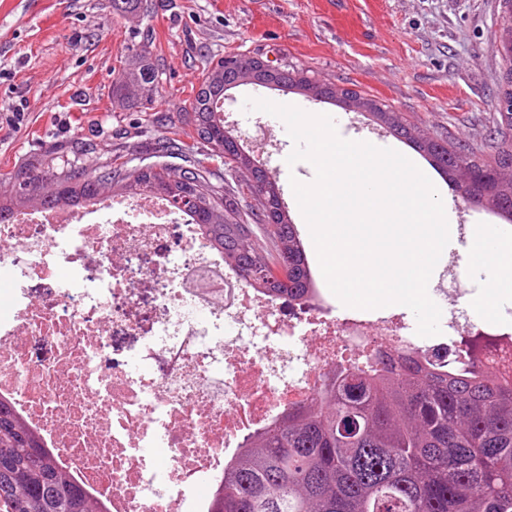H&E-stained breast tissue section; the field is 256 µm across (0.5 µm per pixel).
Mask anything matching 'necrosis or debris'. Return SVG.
I'll return each instance as SVG.
<instances>
[{"label": "necrosis or debris", "instance_id": "4bbe7bcc", "mask_svg": "<svg viewBox=\"0 0 512 512\" xmlns=\"http://www.w3.org/2000/svg\"><path fill=\"white\" fill-rule=\"evenodd\" d=\"M0 241L11 297L0 310V396L109 512H207L241 435L310 399L346 354L381 345L444 362L456 337L482 332L496 338L488 367L512 371V334L495 319L464 311L421 337L399 317H333L325 288L303 306L242 287L158 196L23 210L0 225ZM34 281L45 298H32ZM121 329L140 332L141 348L110 367ZM38 339L50 355L35 361Z\"/></svg>", "mask_w": 512, "mask_h": 512}]
</instances>
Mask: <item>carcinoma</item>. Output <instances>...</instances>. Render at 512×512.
Masks as SVG:
<instances>
[{"label":"carcinoma","instance_id":"1","mask_svg":"<svg viewBox=\"0 0 512 512\" xmlns=\"http://www.w3.org/2000/svg\"><path fill=\"white\" fill-rule=\"evenodd\" d=\"M492 49L502 60L497 78L500 125L512 130V0H499ZM240 57H222L205 116L217 126L224 92L247 84ZM157 80L143 65L112 83V96H139ZM261 86L296 90L314 100L352 102L395 138L427 157L464 201L512 224V140L465 148L432 137L379 98L304 71L280 68ZM165 154H189L188 165H129L111 159L88 171L75 162L25 166L12 174L14 189L0 199V223L22 210L74 206L127 192L181 198L186 183L197 202L185 211L234 273L255 268L263 277L242 282L272 297L304 302L312 286L306 251L288 212L261 223L270 199L281 198L275 179L255 167L247 191L229 184L222 169L254 167L250 155L224 144L219 166L174 139ZM262 236L266 248L254 251ZM482 336L463 337L448 367L411 350H377L364 362L330 372L315 397L293 403L261 432L250 434L216 479L208 512H512V375L483 367ZM0 512H107L59 465L40 433L0 398Z\"/></svg>","mask_w":512,"mask_h":512}]
</instances>
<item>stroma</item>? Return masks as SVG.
Wrapping results in <instances>:
<instances>
[{
    "instance_id": "1",
    "label": "stroma",
    "mask_w": 512,
    "mask_h": 512,
    "mask_svg": "<svg viewBox=\"0 0 512 512\" xmlns=\"http://www.w3.org/2000/svg\"><path fill=\"white\" fill-rule=\"evenodd\" d=\"M499 10V0H147L124 12L110 0H0V195L11 193L19 167L69 154L78 142L92 146L78 161L89 170L116 155L180 166L159 148L172 131L208 152L186 114L211 61L228 53L377 96L430 135L467 148L500 140L501 61L492 49ZM133 44L145 46L158 75L146 104L112 96ZM248 97L339 116L345 138L401 145L360 112L276 88L228 89L224 126L273 174L288 209L291 179L312 181L315 170L305 161L287 165L285 124L244 111ZM18 108L23 120L7 124ZM493 276L460 272L458 292L431 297L450 316L489 292Z\"/></svg>"
}]
</instances>
